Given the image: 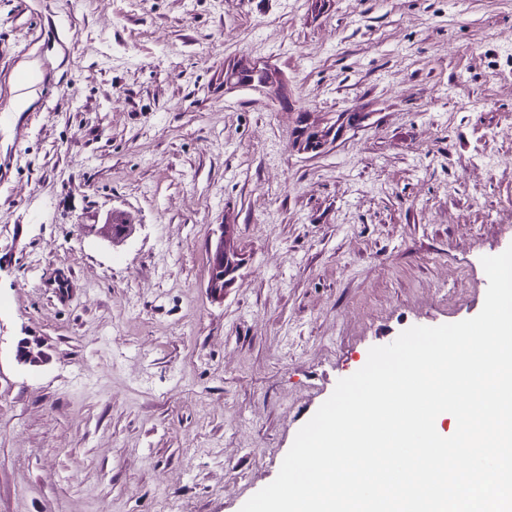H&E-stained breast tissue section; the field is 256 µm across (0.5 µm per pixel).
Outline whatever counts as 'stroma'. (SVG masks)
<instances>
[{
    "mask_svg": "<svg viewBox=\"0 0 512 512\" xmlns=\"http://www.w3.org/2000/svg\"><path fill=\"white\" fill-rule=\"evenodd\" d=\"M244 57L290 108L225 88ZM116 212L126 240L81 232ZM511 246L512 0H0V512H240ZM231 225H220V232L214 240H210L208 246L209 274L207 291L213 299L224 297V288L231 280V276L237 266L238 254L234 246Z\"/></svg>",
    "mask_w": 512,
    "mask_h": 512,
    "instance_id": "obj_1",
    "label": "stroma"
}]
</instances>
